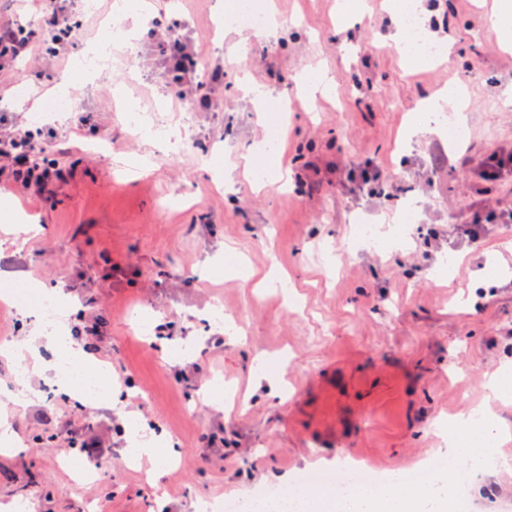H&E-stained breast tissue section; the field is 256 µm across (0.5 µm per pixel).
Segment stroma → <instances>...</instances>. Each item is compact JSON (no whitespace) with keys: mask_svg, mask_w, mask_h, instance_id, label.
<instances>
[{"mask_svg":"<svg viewBox=\"0 0 512 512\" xmlns=\"http://www.w3.org/2000/svg\"><path fill=\"white\" fill-rule=\"evenodd\" d=\"M64 0L80 34L66 60L19 59L0 100L22 118L45 113L64 181L23 191L0 173V226L39 224L22 249L0 250V287L64 286L68 327L102 360L121 395L102 408L9 391L31 366L20 322L0 301V416L24 438L0 453V501L32 512H193L197 499L246 498L306 481L357 457L379 472L447 453L450 419L482 410L512 456V396L492 377L512 371V179L478 166L512 151V52L491 23L495 0H425L447 56L406 64L389 35L385 0L338 18V0ZM260 11L274 37L225 25ZM30 0H0V23L44 45ZM136 29L132 73L99 82L76 61ZM176 26L200 51V72L224 69L211 112H186L161 77L150 29ZM466 91L464 141L409 137L424 101ZM79 101L84 123L51 106ZM168 113L163 137L133 136L126 112ZM281 113L279 129L267 115ZM278 141L275 155L266 145ZM266 172L251 186L253 171ZM410 207L416 223L400 220ZM482 218L479 241L455 229ZM378 225L386 246L355 245ZM496 284L485 287V274ZM169 433L179 459L154 470L126 463L125 415ZM51 436L50 444L35 435ZM481 504L512 500V469L473 475Z\"/></svg>","mask_w":512,"mask_h":512,"instance_id":"stroma-1","label":"stroma"}]
</instances>
